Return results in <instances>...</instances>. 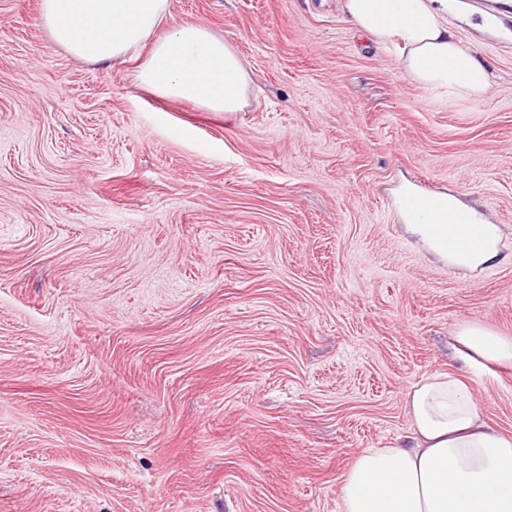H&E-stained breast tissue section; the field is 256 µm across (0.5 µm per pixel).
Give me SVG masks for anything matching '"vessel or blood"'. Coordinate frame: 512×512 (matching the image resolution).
Segmentation results:
<instances>
[{
  "label": "vessel or blood",
  "instance_id": "1",
  "mask_svg": "<svg viewBox=\"0 0 512 512\" xmlns=\"http://www.w3.org/2000/svg\"><path fill=\"white\" fill-rule=\"evenodd\" d=\"M477 6L486 13L497 40L512 38V5L505 0H478ZM397 207L405 215L422 217L429 242L449 253L472 255L490 240L485 223L477 218L458 219L439 192L427 188L408 191L398 199Z\"/></svg>",
  "mask_w": 512,
  "mask_h": 512
}]
</instances>
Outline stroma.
<instances>
[{"label": "stroma", "mask_w": 512, "mask_h": 512, "mask_svg": "<svg viewBox=\"0 0 512 512\" xmlns=\"http://www.w3.org/2000/svg\"><path fill=\"white\" fill-rule=\"evenodd\" d=\"M249 76L242 109L159 98L0 0V512H340L406 394L463 372L512 434V45L451 15L494 75L460 101L405 76L340 0H168ZM496 226L479 266L430 250L404 187ZM455 340L467 364L512 363V338L499 336L486 326L464 325Z\"/></svg>", "instance_id": "stroma-1"}]
</instances>
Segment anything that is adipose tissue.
I'll return each instance as SVG.
<instances>
[{
    "label": "adipose tissue",
    "instance_id": "1",
    "mask_svg": "<svg viewBox=\"0 0 512 512\" xmlns=\"http://www.w3.org/2000/svg\"><path fill=\"white\" fill-rule=\"evenodd\" d=\"M377 43L400 38L405 75L458 99H478L493 75L456 38L448 0H342ZM168 0H41L52 41L89 63H116L148 46L139 71L155 95L235 112L249 81L237 53L200 21L166 26ZM469 364L512 363V338L479 324L456 336ZM408 448L362 450L342 478L340 512H512V435L491 430L467 384L428 376L407 394Z\"/></svg>",
    "mask_w": 512,
    "mask_h": 512
}]
</instances>
